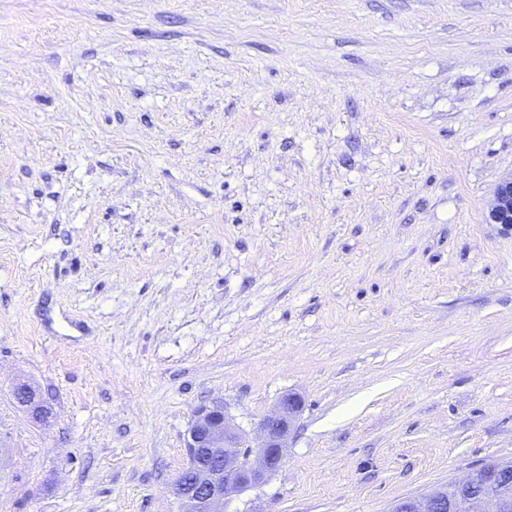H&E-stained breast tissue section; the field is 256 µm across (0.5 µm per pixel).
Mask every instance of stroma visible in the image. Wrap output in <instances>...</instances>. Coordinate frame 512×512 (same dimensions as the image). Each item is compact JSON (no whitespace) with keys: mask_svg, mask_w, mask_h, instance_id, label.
<instances>
[{"mask_svg":"<svg viewBox=\"0 0 512 512\" xmlns=\"http://www.w3.org/2000/svg\"><path fill=\"white\" fill-rule=\"evenodd\" d=\"M512 0H0V512H390L512 460ZM34 386L41 423L12 395ZM488 223L512 226V173L500 179L493 191L488 210ZM303 405L299 395L289 393L261 420L255 462L250 460L252 447L229 421L221 400L199 407L188 430L187 466L173 484L179 511L231 512L230 496L262 484L282 467Z\"/></svg>","mask_w":512,"mask_h":512,"instance_id":"1","label":"stroma"}]
</instances>
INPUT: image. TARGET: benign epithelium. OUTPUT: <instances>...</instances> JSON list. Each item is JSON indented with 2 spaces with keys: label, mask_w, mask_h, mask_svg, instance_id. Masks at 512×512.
<instances>
[{
  "label": "benign epithelium",
  "mask_w": 512,
  "mask_h": 512,
  "mask_svg": "<svg viewBox=\"0 0 512 512\" xmlns=\"http://www.w3.org/2000/svg\"><path fill=\"white\" fill-rule=\"evenodd\" d=\"M488 223L512 226V174L494 188ZM13 396L37 419L49 418L50 411L32 385H15ZM302 409L300 396H283L259 423L254 450L229 421L222 401L199 407L188 430L187 466L173 484L180 512H229L230 496L262 484L279 470ZM391 512H512V460L487 463L421 498H405Z\"/></svg>",
  "instance_id": "1"
}]
</instances>
